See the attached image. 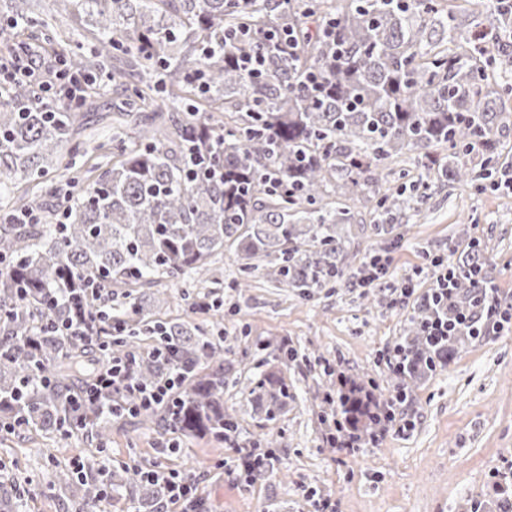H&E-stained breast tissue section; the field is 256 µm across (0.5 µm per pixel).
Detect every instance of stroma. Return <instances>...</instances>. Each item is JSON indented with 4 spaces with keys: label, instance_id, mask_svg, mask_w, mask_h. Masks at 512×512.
Here are the masks:
<instances>
[{
    "label": "stroma",
    "instance_id": "1",
    "mask_svg": "<svg viewBox=\"0 0 512 512\" xmlns=\"http://www.w3.org/2000/svg\"><path fill=\"white\" fill-rule=\"evenodd\" d=\"M39 5L59 30L53 45L30 48L34 77L41 82L60 70L74 44L89 54L96 40L90 32L73 31L70 20L57 15L54 0ZM472 239L487 243L486 274L502 296L511 297L512 189L479 192L448 181L398 214L386 239L366 233L347 245L351 268L375 256L386 262L374 301H367L364 288L345 282L304 300L269 282L262 269L251 289L236 294L232 284L241 260L229 249L215 259L223 273L222 285L212 291L223 301L216 312H186L181 296L193 284L190 277L162 279L166 299L151 306V313L204 324L223 337L236 367L224 404L238 414L240 448L261 438L273 440L272 469L246 482L235 468L239 448L217 449L207 439L161 432L121 416L112 420V445L103 453L76 434L0 432V461L6 465L0 499L14 497L22 485L29 490L23 512H78L53 484L55 465L92 459L105 472L153 465L186 471L212 512H316L324 499L334 512H498L492 474L512 461V328L464 338L450 364L420 376L400 411L411 428L390 432L380 447L341 450L324 439L330 408L323 393L330 374H344L385 396L401 382L380 360L404 341L413 312L412 304L395 302L393 285L410 278L418 291H426L432 259L458 263ZM284 340L295 352L293 359L279 356ZM263 360L282 372L296 394L287 412L267 423L254 415L247 390ZM170 442L179 445V455L162 453Z\"/></svg>",
    "mask_w": 512,
    "mask_h": 512
}]
</instances>
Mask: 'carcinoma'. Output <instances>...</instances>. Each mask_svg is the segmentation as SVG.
Instances as JSON below:
<instances>
[{"label": "carcinoma", "mask_w": 512, "mask_h": 512, "mask_svg": "<svg viewBox=\"0 0 512 512\" xmlns=\"http://www.w3.org/2000/svg\"><path fill=\"white\" fill-rule=\"evenodd\" d=\"M58 9L93 28L91 55L70 50L75 73L108 72L120 88L132 86L118 112L112 162L73 177L80 193L64 207L62 223L0 224V430L65 434L91 420L86 437L98 452L111 440V417L77 408L73 397L112 358L137 356L136 376L150 384L168 364L140 353L146 340L170 346V361L190 370L175 404L145 410L140 421L162 423L184 436L217 444L238 438L236 410L224 407L233 364L224 345L200 328L146 317L133 293L165 277L204 280L224 248L243 260L235 287L248 288L253 271L309 296L348 274L344 245L355 233L383 239L389 220L412 197L387 186L391 161L406 151L438 148L446 162L434 181L476 184L498 173L499 132L512 123V84L494 77L512 67L498 34L512 28V12L490 25L464 29L441 0H57ZM36 0H6L4 15L23 24L17 36L52 44L57 32L36 12ZM336 25L334 46L319 29ZM294 29L297 47H270L274 32ZM266 48L265 67L247 74L236 60ZM326 73L323 92L300 84L305 73ZM180 109L170 127L147 126L141 113L158 94ZM80 115L36 98L21 80L0 94V195L19 175L40 180L54 169L70 175L62 152ZM477 148L476 172L460 158ZM21 207L44 211L43 195ZM378 214L358 224L357 204ZM474 248L456 265L458 310H474L484 282ZM100 280L96 305L101 335L60 336L38 325L68 316L75 289ZM126 289L132 301L110 306L103 294ZM431 302L410 316L402 347L405 384L427 363H447L459 337L434 345L420 325L437 315ZM253 412L274 421L294 400L273 369L252 381ZM57 483L80 512L130 496L135 512H158L166 490L128 468L97 474L60 466Z\"/></svg>", "instance_id": "1"}]
</instances>
